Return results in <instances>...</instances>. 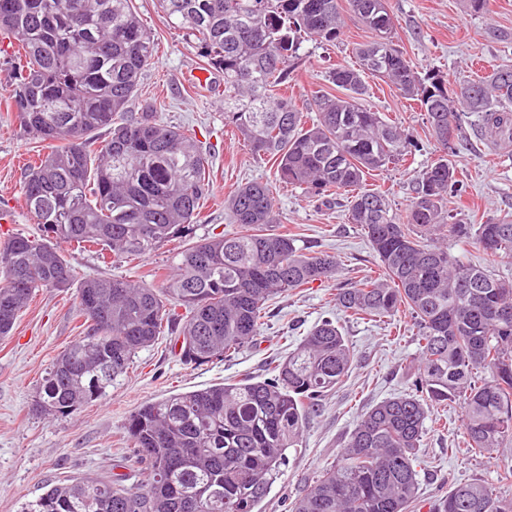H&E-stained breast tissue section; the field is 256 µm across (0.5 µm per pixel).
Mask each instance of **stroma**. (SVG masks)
Masks as SVG:
<instances>
[{
	"instance_id": "1",
	"label": "stroma",
	"mask_w": 512,
	"mask_h": 512,
	"mask_svg": "<svg viewBox=\"0 0 512 512\" xmlns=\"http://www.w3.org/2000/svg\"><path fill=\"white\" fill-rule=\"evenodd\" d=\"M133 5L158 44V55L140 80L136 100L152 103L162 122L190 129L209 159L210 192L199 224L206 230L217 226L238 232L225 198L244 183H267L278 211L274 231H291L301 244L337 255L338 279L315 282L272 300L252 345L198 368L180 361L173 335L163 332L153 346L136 355L126 376L104 398L77 415L53 420L37 413L33 400L53 358L80 336L82 320L76 312L75 287L37 292L9 335L0 338V512H20L22 504L39 497L47 485L79 475L109 479L120 474L125 486L140 485L142 475L126 468L125 423L142 403L247 376L268 377L277 360L285 358L319 320L329 317L347 336L355 362L343 383L324 397L321 411L310 415L299 446L287 450L280 475L257 507V512H291V504L336 461L360 414L407 393L405 367L417 354V329L405 313L384 319L339 314L332 302L336 282H356L380 271L364 231L347 221V195L326 202L302 187L279 182L276 159L253 155L225 127L224 97L218 91L224 78L209 69L192 37L161 12L157 0H133ZM388 5L396 25L395 42L411 65L421 73L440 72L449 88L512 65V0H489L483 14L470 12L464 0H388ZM370 38V32L349 15L336 43L304 41L287 95L308 113L316 91L338 94L328 78L330 71L340 65L356 66L353 49ZM201 72L207 73L206 81L198 80ZM364 105L414 132L422 142L413 160L367 178L369 188L386 192L393 210L404 213L414 177L437 157L434 141L422 112L386 83L371 80ZM477 120L474 114L466 119L467 139L452 157L462 196L449 208L470 224L512 215V157L494 151L477 135ZM46 150L45 143L23 133L16 114L0 103L1 242L37 231L22 186L26 164ZM181 246L175 240L149 258L118 265L74 243L60 244L59 250L76 283L87 277H130L151 283ZM460 425L457 404L432 409L420 448L416 512H429L431 503L458 483L493 482L502 461L512 459V448L493 458L472 454L463 443Z\"/></svg>"
}]
</instances>
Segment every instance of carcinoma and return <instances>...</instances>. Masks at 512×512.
<instances>
[{
    "instance_id": "carcinoma-1",
    "label": "carcinoma",
    "mask_w": 512,
    "mask_h": 512,
    "mask_svg": "<svg viewBox=\"0 0 512 512\" xmlns=\"http://www.w3.org/2000/svg\"><path fill=\"white\" fill-rule=\"evenodd\" d=\"M188 25L200 56L224 75V124L251 153L273 155L282 182L320 198L350 195L348 222L359 225L381 273L336 289L349 316L407 312L418 327L411 390L371 407L336 460L295 500L291 512H412L419 448L432 407L457 403L466 447L492 456L512 447V280L448 252L445 235L474 239L490 258H512V216L484 224L454 219L457 170L448 156L480 117V135L512 143V67L454 91L438 74L424 78L393 41L388 0H159ZM371 31L358 67L330 80L344 90L315 92L316 118L277 92L300 59L302 43L336 41L344 16ZM0 34L9 39L7 108L23 130L50 144L25 170L22 192L39 235L0 244V337L43 288L73 285L60 242L112 253V263L145 259L184 239L172 271L158 283L87 278L77 304L82 335L52 361L34 409L71 416L106 396L135 355L163 326L181 344V361L227 358L259 335L266 304L290 290L334 278L325 250L298 246L277 223L271 186L250 182L226 201L234 234L197 236L209 193L208 158L195 136L157 119L154 105L129 111L157 46L132 0H0ZM381 79L425 113L437 159L420 171L404 215L387 195L365 188L372 171L414 158L418 139L361 104L366 79ZM109 129L105 140L96 132ZM181 307L185 313L176 312ZM354 350L330 319L315 324L271 377L246 378L146 402L125 432L132 466L146 481L127 488L87 475L56 483L21 512H254L298 447L322 397L350 372ZM496 483L469 482L430 512H512Z\"/></svg>"
}]
</instances>
